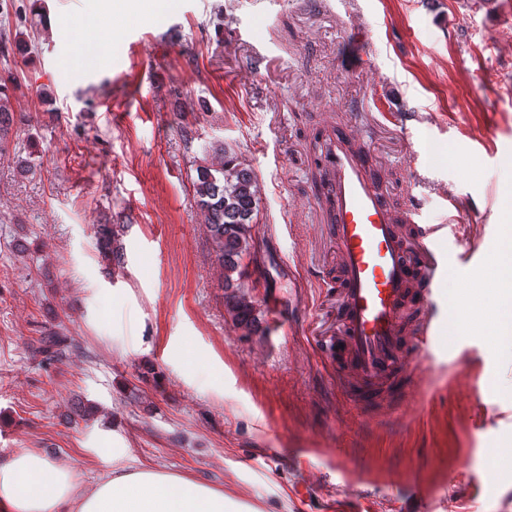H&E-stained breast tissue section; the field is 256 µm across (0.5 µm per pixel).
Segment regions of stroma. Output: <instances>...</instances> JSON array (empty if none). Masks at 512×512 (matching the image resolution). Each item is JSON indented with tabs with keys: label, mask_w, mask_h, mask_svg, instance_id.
I'll use <instances>...</instances> for the list:
<instances>
[{
	"label": "stroma",
	"mask_w": 512,
	"mask_h": 512,
	"mask_svg": "<svg viewBox=\"0 0 512 512\" xmlns=\"http://www.w3.org/2000/svg\"><path fill=\"white\" fill-rule=\"evenodd\" d=\"M98 0H0V77L29 172L0 158V464L21 448L76 481L127 464L222 489L241 512H512V337L473 318L414 364L399 406L361 410L322 352L336 245L315 132L352 125L399 203L485 249L512 197V0H174L53 34ZM112 51L60 78L79 50ZM205 144L260 188L244 335L195 204ZM120 224L124 262L95 231ZM67 339L58 356L40 336ZM91 403L94 417L77 415Z\"/></svg>",
	"instance_id": "stroma-1"
}]
</instances>
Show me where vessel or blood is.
Returning <instances> with one entry per match:
<instances>
[{"instance_id": "vessel-or-blood-1", "label": "vessel or blood", "mask_w": 512, "mask_h": 512, "mask_svg": "<svg viewBox=\"0 0 512 512\" xmlns=\"http://www.w3.org/2000/svg\"><path fill=\"white\" fill-rule=\"evenodd\" d=\"M325 138L318 201L339 257V337L325 354L340 356L336 380L355 404H398L413 388L407 361L430 359L437 326L467 319L465 301L440 295L439 280L461 269L479 277L481 262L467 250L447 254L435 247L441 225L423 223L417 208L395 204L350 126L329 127Z\"/></svg>"}]
</instances>
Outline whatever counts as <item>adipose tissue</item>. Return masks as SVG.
<instances>
[{
	"label": "adipose tissue",
	"mask_w": 512,
	"mask_h": 512,
	"mask_svg": "<svg viewBox=\"0 0 512 512\" xmlns=\"http://www.w3.org/2000/svg\"><path fill=\"white\" fill-rule=\"evenodd\" d=\"M112 451L109 478L85 488L65 466L38 449L23 448L0 464V512H238L221 489L157 470L122 463Z\"/></svg>",
	"instance_id": "1"
}]
</instances>
